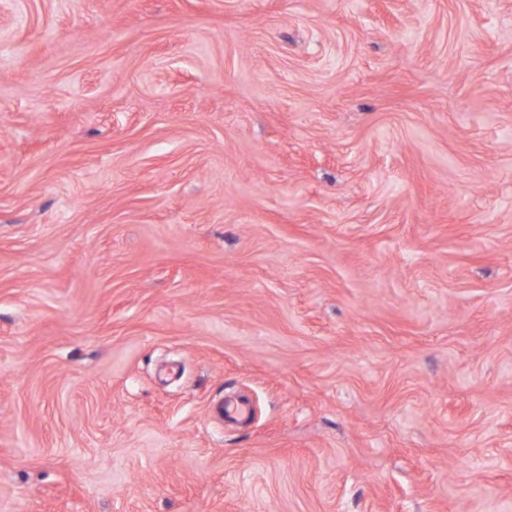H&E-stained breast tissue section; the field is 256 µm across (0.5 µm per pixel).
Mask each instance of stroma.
I'll list each match as a JSON object with an SVG mask.
<instances>
[{
  "mask_svg": "<svg viewBox=\"0 0 512 512\" xmlns=\"http://www.w3.org/2000/svg\"><path fill=\"white\" fill-rule=\"evenodd\" d=\"M0 512H512V0H0Z\"/></svg>",
  "mask_w": 512,
  "mask_h": 512,
  "instance_id": "35a3bbf8",
  "label": "stroma"
}]
</instances>
